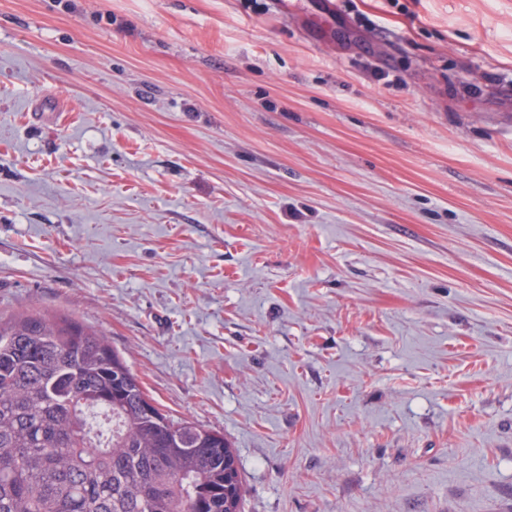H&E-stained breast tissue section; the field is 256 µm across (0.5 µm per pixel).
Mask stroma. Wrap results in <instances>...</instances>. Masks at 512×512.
I'll use <instances>...</instances> for the list:
<instances>
[{
    "label": "stroma",
    "mask_w": 512,
    "mask_h": 512,
    "mask_svg": "<svg viewBox=\"0 0 512 512\" xmlns=\"http://www.w3.org/2000/svg\"><path fill=\"white\" fill-rule=\"evenodd\" d=\"M102 331L243 512H512V0H0V312Z\"/></svg>",
    "instance_id": "35a3bbf8"
}]
</instances>
